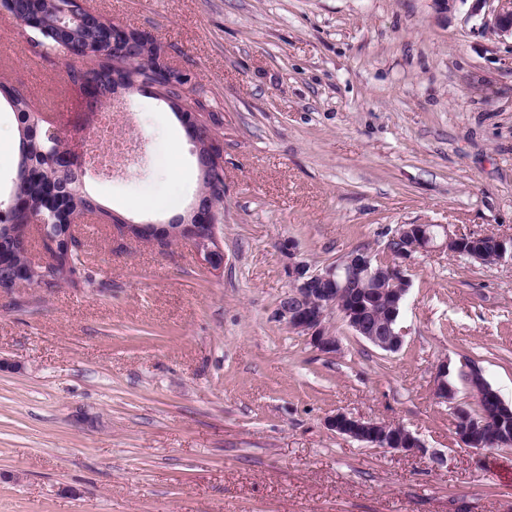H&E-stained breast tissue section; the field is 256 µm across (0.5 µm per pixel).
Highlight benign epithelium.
I'll list each match as a JSON object with an SVG mask.
<instances>
[{"mask_svg":"<svg viewBox=\"0 0 512 512\" xmlns=\"http://www.w3.org/2000/svg\"><path fill=\"white\" fill-rule=\"evenodd\" d=\"M479 4L493 3L495 7L483 18V26L497 35H512V0H474ZM68 11L60 13L53 27H48L42 16L30 15L18 18L20 29L31 32L30 39L34 42L42 40V34L50 31L58 34L69 26ZM147 38L141 33L125 29L117 24L112 28V42L119 46L120 54L128 60H136L131 54L132 46L137 42H145ZM159 78L169 85L185 90L191 83L190 74L166 67L157 72ZM80 88L91 99V115H96L109 105V101L100 93L97 86L86 82ZM190 120L187 129L190 138L196 142H204L211 158L222 153V147L215 131L214 124L198 118L193 107L186 106ZM36 124L44 138L56 144V150L49 158L50 166L61 170H76L81 167V158L76 149L75 139L67 137L56 125L54 118L47 112L36 113ZM55 191L45 195L43 212L29 216L27 224L39 229L44 257L36 261H28L30 266L45 267L55 262L57 243L47 234V216L56 212L57 202ZM218 203L214 199L196 200L189 223L180 226L176 233L153 240L158 246H168L175 241L186 239L191 241L200 261L213 270L224 267V247L218 234L215 214ZM97 218L95 213L75 212L68 217L71 238L69 248L80 252L84 244L80 236V227ZM442 239V246L451 253L466 255L481 262H497L508 253L512 254V239L495 237L497 246L490 257L465 244L463 236L451 234L448 228L437 230L435 224H402L390 238L387 251L392 260L374 257L365 250H352L335 262L322 268L313 269L299 262L291 266L292 289L282 300L279 317L288 328L309 338L317 350L324 354L337 351L336 337L329 331L328 321L332 314L339 313L353 333L366 341L377 345L387 352L398 351L404 343V330L399 320L409 290V281L403 269V263L416 253H423L435 247L437 239ZM12 267V283L1 291L13 292L18 288L30 286L44 287L40 281L29 278L26 267L17 263L13 254L0 252V268ZM360 272L365 284L372 286L388 296L387 310H382L377 302L378 294L368 301L362 300L361 289L349 282L352 272ZM434 394L445 402L454 397V390L448 383V363H443L436 371L434 378ZM454 428L460 442L475 450L484 449V444L474 438L477 420L469 413V408L456 405L453 409ZM327 426L339 435L363 442L371 447L402 451L411 454H424L426 445L412 432L401 425H393L373 420H363L338 412L329 417Z\"/></svg>","mask_w":512,"mask_h":512,"instance_id":"7a95c632","label":"benign epithelium"}]
</instances>
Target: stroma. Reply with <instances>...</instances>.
Here are the masks:
<instances>
[{
    "instance_id": "obj_1",
    "label": "stroma",
    "mask_w": 512,
    "mask_h": 512,
    "mask_svg": "<svg viewBox=\"0 0 512 512\" xmlns=\"http://www.w3.org/2000/svg\"><path fill=\"white\" fill-rule=\"evenodd\" d=\"M191 73L224 148V269L83 225L89 285L0 292V512H512V448L464 447L479 370L512 404V261L437 247L405 263L404 343L341 316L336 354L276 317L290 261L383 257L402 224L512 236V38L472 0H85ZM0 10V80L78 135L81 90ZM138 143L88 191L135 220L187 211L194 146L155 95L113 101ZM17 121L0 100V201ZM448 362L454 402L433 394ZM400 424L408 455L328 429Z\"/></svg>"
}]
</instances>
